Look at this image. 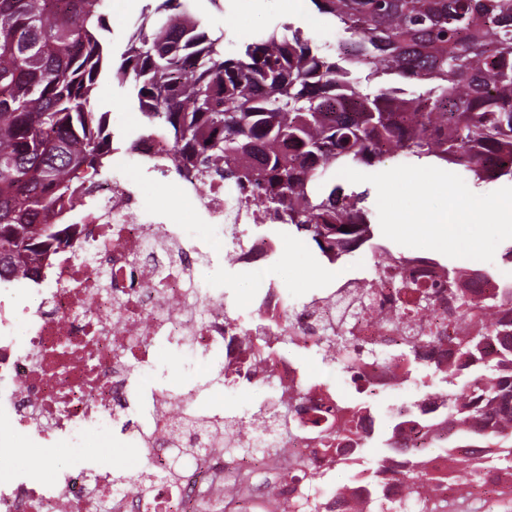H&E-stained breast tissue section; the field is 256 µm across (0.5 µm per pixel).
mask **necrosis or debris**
<instances>
[{
  "mask_svg": "<svg viewBox=\"0 0 512 512\" xmlns=\"http://www.w3.org/2000/svg\"><path fill=\"white\" fill-rule=\"evenodd\" d=\"M120 177L99 179L69 220L54 278L45 283L38 308L14 306L0 315V436L36 438L71 448L90 424L123 417L129 434L150 448L151 466L163 469L169 432L177 420L169 390L155 391L149 421H141L126 396L132 368L153 366L159 344L192 349L200 369L217 367L226 385L248 388L273 380L282 394L307 391L313 405L335 404L343 391L310 376L297 352L317 348L323 328L349 331L358 345L398 347L409 329L393 318L397 298L391 278L363 273L345 293L327 288L309 296L302 320L291 334L293 354L280 348L258 353L249 336L280 335L291 304L276 283L254 289L248 318L231 316L225 295L196 283L191 267L170 274L146 262V255L171 251L185 257L224 249V184L178 179L191 208L170 213L148 202L137 169L113 156ZM204 225L187 236L185 225ZM95 248L76 262L71 248L84 240ZM203 423L214 427L215 445L186 461L177 489L158 483L150 500L112 482L108 468L72 470L53 481L32 479L25 470L0 465V512H223L224 486L244 462L222 446L224 406L208 402ZM199 432V440L207 434ZM287 458H267L240 489L254 497V512H288V471L300 460L319 475L334 469L331 456L309 457L304 438L290 442Z\"/></svg>",
  "mask_w": 512,
  "mask_h": 512,
  "instance_id": "necrosis-or-debris-1",
  "label": "necrosis or debris"
}]
</instances>
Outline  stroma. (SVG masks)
Listing matches in <instances>:
<instances>
[{
	"label": "stroma",
	"mask_w": 512,
	"mask_h": 512,
	"mask_svg": "<svg viewBox=\"0 0 512 512\" xmlns=\"http://www.w3.org/2000/svg\"><path fill=\"white\" fill-rule=\"evenodd\" d=\"M152 0H104L103 12L110 30L113 55H120L130 33V22L136 21ZM189 5L205 28L223 32L224 49L232 52L251 43L258 34L270 27L289 23L302 28L308 37L322 46H336L337 29L333 21L318 14L311 0H190ZM92 106L109 112L115 141L127 149L143 129V118L133 100L130 86H121L110 78H102L95 91ZM130 164H138L137 155L129 153ZM269 235L279 237L283 246L277 258L265 270L289 295L300 302L330 283L352 277L355 268L351 259L329 264L316 249L289 232L287 227L268 226ZM197 276L213 292H228L234 303L233 314L248 308V293L252 285L248 271L230 266L218 255L198 256ZM121 421H111L92 432L83 447L71 450L59 448L50 441H35L23 448H8V464L20 467L39 480L56 478L60 473L78 466L110 465L130 472L143 459L133 443L119 441Z\"/></svg>",
	"instance_id": "stroma-1"
}]
</instances>
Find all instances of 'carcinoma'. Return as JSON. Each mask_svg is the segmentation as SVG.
Wrapping results in <instances>:
<instances>
[{
	"label": "carcinoma",
	"instance_id": "1",
	"mask_svg": "<svg viewBox=\"0 0 512 512\" xmlns=\"http://www.w3.org/2000/svg\"><path fill=\"white\" fill-rule=\"evenodd\" d=\"M103 2L0 0V284H40L61 243L57 221L112 163L109 113L91 107L104 76L132 83L149 127L165 131L176 173L228 184L224 229L238 246V221L259 206L330 264L351 245L375 249L367 192L335 177L387 155L428 160L476 185L512 181V0H312L340 33L332 54L288 23L228 54L224 33L207 31L188 0H155L117 66ZM389 76L421 91L411 96ZM443 271L458 331L407 336L398 353L373 347L366 355L406 361V379L436 388L445 422L433 421L422 402L396 408L382 444L401 463L390 469L382 459L369 469L363 507L349 512H448V497L426 471L431 433L444 443L448 469L471 481L485 482L492 470L512 475V289L494 288L476 305L457 288L461 271ZM431 298L419 289L403 309L419 314ZM478 313L492 316L486 332L468 323ZM324 340L351 375L353 337L327 329ZM423 343L450 347L454 362L428 360ZM310 411L296 391L252 416L261 429L281 421L291 438L287 422ZM336 415L364 425L330 431L322 425L328 414L310 419L309 453L334 445L336 464H349L355 445L374 436L375 420L363 399L336 404ZM225 451L278 454L249 442ZM162 479L145 467L114 481L147 498ZM314 481L305 471L291 477L290 512H321L308 493Z\"/></svg>",
	"mask_w": 512,
	"mask_h": 512
}]
</instances>
